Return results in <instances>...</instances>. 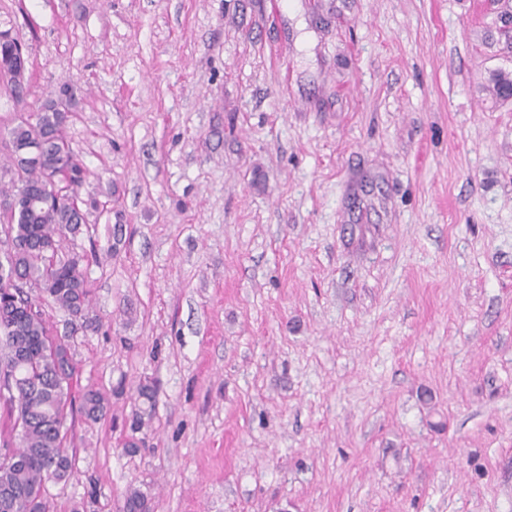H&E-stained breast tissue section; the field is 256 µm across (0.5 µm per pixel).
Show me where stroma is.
<instances>
[{
  "mask_svg": "<svg viewBox=\"0 0 512 512\" xmlns=\"http://www.w3.org/2000/svg\"><path fill=\"white\" fill-rule=\"evenodd\" d=\"M0 30L31 108L74 93L98 245L69 342L107 407L68 412L51 512H512V60L474 0H0Z\"/></svg>",
  "mask_w": 512,
  "mask_h": 512,
  "instance_id": "35a3bbf8",
  "label": "stroma"
}]
</instances>
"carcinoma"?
<instances>
[{
    "label": "carcinoma",
    "instance_id": "carcinoma-1",
    "mask_svg": "<svg viewBox=\"0 0 512 512\" xmlns=\"http://www.w3.org/2000/svg\"><path fill=\"white\" fill-rule=\"evenodd\" d=\"M0 83L17 101L30 93L29 79L13 64L0 62ZM57 114L47 107L25 118L14 115L4 141L7 164L0 167V179L9 177L0 197L18 195L21 182L51 196L48 206L0 213V233L14 245L7 274L0 273V292L9 291L0 303V381L12 378L17 386L3 402L14 422L10 431L0 430V449L12 451L10 462H0V512H49L46 483L69 479L75 468L62 434L67 409L76 398L88 418L104 410L96 390L72 396L74 366L60 363V356L70 355L69 336L87 321L90 290L87 251L58 257L67 237L80 233L88 220L77 203L87 170L58 130ZM12 277L38 289L39 296L11 287ZM43 301L69 316L64 334L53 333ZM121 510L151 512V504L144 493L130 489Z\"/></svg>",
    "mask_w": 512,
    "mask_h": 512
}]
</instances>
